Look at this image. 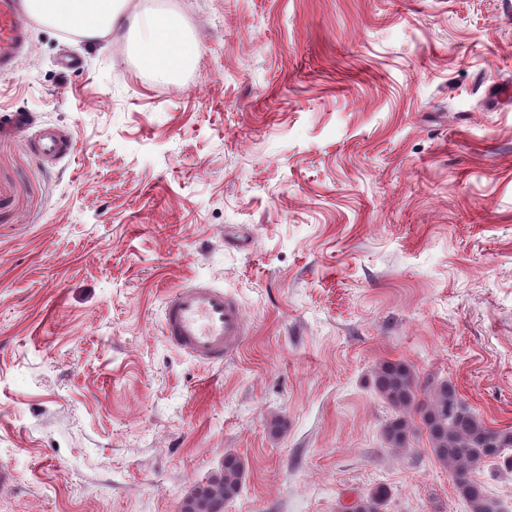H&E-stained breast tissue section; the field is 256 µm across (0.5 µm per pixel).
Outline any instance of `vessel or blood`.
<instances>
[{"label": "vessel or blood", "mask_w": 512, "mask_h": 512, "mask_svg": "<svg viewBox=\"0 0 512 512\" xmlns=\"http://www.w3.org/2000/svg\"><path fill=\"white\" fill-rule=\"evenodd\" d=\"M29 17L23 0H0V69H11L26 43ZM248 334L239 303L223 287L197 283L165 304L163 335L200 363L215 365L234 354Z\"/></svg>", "instance_id": "1"}]
</instances>
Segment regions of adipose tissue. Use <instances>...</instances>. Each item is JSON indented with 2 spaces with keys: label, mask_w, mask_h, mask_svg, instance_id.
Instances as JSON below:
<instances>
[{
  "label": "adipose tissue",
  "mask_w": 512,
  "mask_h": 512,
  "mask_svg": "<svg viewBox=\"0 0 512 512\" xmlns=\"http://www.w3.org/2000/svg\"><path fill=\"white\" fill-rule=\"evenodd\" d=\"M30 12L58 30L94 40L120 26L139 32L136 51L141 65L160 81H172L193 57L179 22L144 13L126 15L124 0H27Z\"/></svg>",
  "instance_id": "obj_1"
}]
</instances>
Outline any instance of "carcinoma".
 <instances>
[{
    "label": "carcinoma",
    "instance_id": "obj_1",
    "mask_svg": "<svg viewBox=\"0 0 512 512\" xmlns=\"http://www.w3.org/2000/svg\"><path fill=\"white\" fill-rule=\"evenodd\" d=\"M373 386L393 409L382 428L389 447L406 451L415 431H425L435 459L448 469L467 512H507L506 504L492 496L475 473L488 466L512 474V426L488 425L451 381L420 384L413 367L403 360L381 362L374 372ZM420 393L424 398L418 397ZM243 472L240 457L225 455L221 468L186 495L181 512H224L225 505L242 490ZM390 498V487L377 484L343 509L384 512Z\"/></svg>",
    "mask_w": 512,
    "mask_h": 512
}]
</instances>
